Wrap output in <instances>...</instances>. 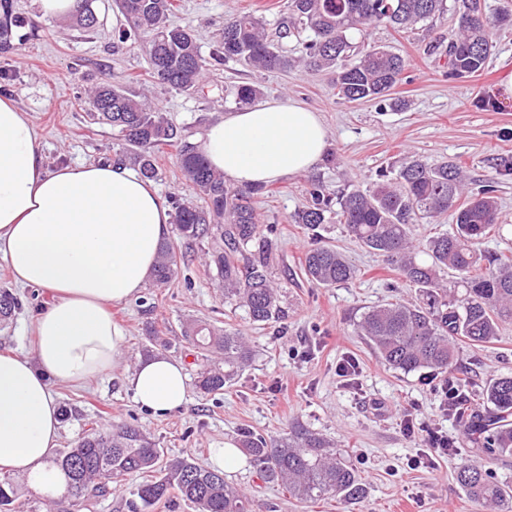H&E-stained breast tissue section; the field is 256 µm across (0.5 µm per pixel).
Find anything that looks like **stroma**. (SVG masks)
Wrapping results in <instances>:
<instances>
[{"mask_svg": "<svg viewBox=\"0 0 512 512\" xmlns=\"http://www.w3.org/2000/svg\"><path fill=\"white\" fill-rule=\"evenodd\" d=\"M17 4L35 18L38 29L12 52L0 54V70L13 76L7 95L34 125L46 166L104 162L119 148L118 131L93 121L88 104L89 91L107 74L146 97L191 142L211 122L236 111L239 85L257 86L263 101L300 100L321 115L327 151L334 156L312 173L270 183L267 193L253 200L261 225L277 227L273 280L288 312L286 320L253 324L215 287L203 243L170 230L168 240L180 257L176 279L162 288L145 285L139 295L112 309L127 331L122 367L84 384L54 386L60 408L67 411L60 423L59 449L74 446L93 431L128 422L149 433L166 458L190 456L205 465L211 448L237 440L241 430L275 435L300 421L349 450L366 493L353 503L333 497L301 503L282 486L265 482L244 460L224 478L253 496L256 512H512L507 504L477 505L455 480L460 466L478 464L510 481L512 457L496 461L477 454L444 407L441 377L425 370L406 374L389 368L357 332L358 320L370 307L398 299L415 301V289L404 284L396 267L361 247L335 222L326 225L324 239L345 254L358 275L333 288L308 282L301 262L312 233L293 220L306 204L309 177L320 178L335 191L348 184L368 190L382 172L397 171L408 157L429 164L447 160L461 168L466 192L496 181L501 219L483 246L512 259V26L496 30L483 71L456 80L448 76L445 57L432 50L455 22L451 11L404 31L372 29V41L392 47L408 62L392 91L407 106L394 110L340 99L326 72L301 66L257 71L235 61L213 62L202 90L187 95L151 78L141 43L119 42L114 0H93L97 23L89 31L72 19L38 16L34 0ZM176 4L173 22L194 31L207 58L218 47L225 18L253 12L267 21L272 33L288 18V0ZM487 95L507 102L508 110L483 106ZM1 287L12 290L19 308L8 322L0 323V352L33 355L31 324L46 309L49 296L39 288L16 286L2 264ZM191 320L239 332L255 357L223 393L205 395L193 387L182 407L153 414L134 401L124 375L150 355L147 331L153 328L169 341L167 356L182 360L189 379H196L204 361L181 337L183 324ZM460 357L457 376L471 401L479 402L484 382L512 373V323L503 325L493 343L462 345ZM346 358L355 361L356 375H339L337 366ZM409 418L417 428L412 436L404 430ZM428 430L448 436L455 446L429 463H414Z\"/></svg>", "mask_w": 512, "mask_h": 512, "instance_id": "1", "label": "stroma"}]
</instances>
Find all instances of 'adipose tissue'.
Returning <instances> with one entry per match:
<instances>
[{
    "label": "adipose tissue",
    "mask_w": 512,
    "mask_h": 512,
    "mask_svg": "<svg viewBox=\"0 0 512 512\" xmlns=\"http://www.w3.org/2000/svg\"><path fill=\"white\" fill-rule=\"evenodd\" d=\"M326 146L319 113L292 99L224 114L198 140L208 163L236 186L307 172ZM170 220L165 196L129 167L47 169L24 112L0 98V260L16 284L51 295L33 324L34 357L0 353V470L50 490L59 486L48 465L60 432L52 387L121 365L126 335L112 307L145 287ZM126 384L155 414L188 398L183 362L165 356L140 360Z\"/></svg>",
    "instance_id": "obj_1"
}]
</instances>
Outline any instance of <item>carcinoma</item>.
I'll return each mask as SVG.
<instances>
[{
  "label": "carcinoma",
  "mask_w": 512,
  "mask_h": 512,
  "mask_svg": "<svg viewBox=\"0 0 512 512\" xmlns=\"http://www.w3.org/2000/svg\"><path fill=\"white\" fill-rule=\"evenodd\" d=\"M128 28L120 38L146 42L151 72L158 81L180 92L199 91L211 62L199 51L193 30L170 21L173 0H117ZM446 0H289V22L279 37L311 33L305 56L296 60L266 34L265 21L253 14L224 20L221 51L215 59L239 61L262 71H286L300 62L333 74L337 95L348 102L384 101L406 70L407 61L389 47L367 38L379 25L407 29L445 10ZM458 28L448 33V76L466 78L484 69L492 48V30L512 25V16H486L482 0H452ZM34 23L14 10V0H0V53L15 49L19 31ZM89 104L96 120L122 134L125 147L115 160L129 163L150 180L159 178L156 153L176 147V162L201 204L174 198V221L181 238L206 241L209 268L224 287V298L244 308L259 325L285 319L280 294L271 279L276 243L274 226L261 228L251 200L266 186L227 187L224 175L212 170L192 143L161 113L106 78L92 90ZM493 183L463 196L461 169L444 162L429 165L410 158L394 176L368 191L343 190L331 196L323 182L313 180L307 206L295 222L312 231L303 273L322 287L346 284L357 276L355 266L334 246L319 244L318 229L337 218L365 248L399 266L416 288L419 302L397 300L365 312L358 324L375 355L404 373L429 369L455 383L458 344L483 346L497 339L502 323L512 322V259L481 251L479 245L498 223ZM453 216L451 230L428 240L421 260L414 252L410 227L419 220ZM175 248L165 243L154 271L155 283L165 285L177 275ZM458 273L457 293L443 284L442 273ZM18 308L17 298L0 291V322ZM190 346L222 356L196 377L204 394H217L231 385L248 365L254 351L244 337L200 324L183 328ZM485 410L469 413L451 409L452 417L471 436L475 451L490 459L512 456V375L485 382ZM239 448L264 481L281 485L298 501L336 497L345 503L365 494L359 471L347 451L323 434L296 422L288 431L264 436L250 430L240 434ZM66 480L67 495L52 501L53 512H71L74 502L95 497L128 477L151 474L132 490L135 509L149 512L177 492L195 512H251V501L224 480V473L191 457L165 461L150 435L133 424H118L84 437L52 460ZM455 479L479 504L500 506L512 501V483L499 481L487 470L464 465ZM16 492L9 478L0 479V512H15Z\"/></svg>",
  "instance_id": "1"
}]
</instances>
